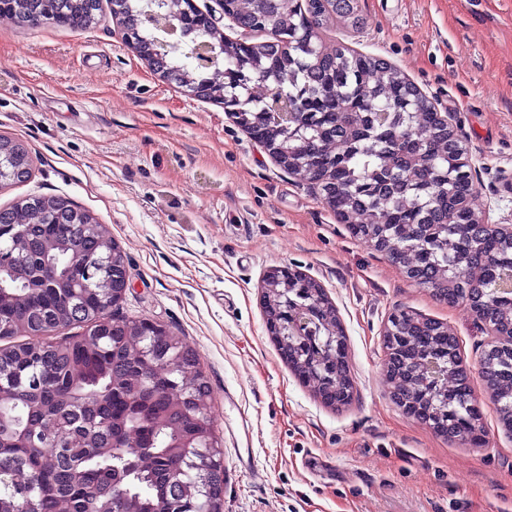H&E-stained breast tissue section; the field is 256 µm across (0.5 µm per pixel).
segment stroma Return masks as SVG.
Wrapping results in <instances>:
<instances>
[{
    "label": "stroma",
    "instance_id": "obj_1",
    "mask_svg": "<svg viewBox=\"0 0 512 512\" xmlns=\"http://www.w3.org/2000/svg\"><path fill=\"white\" fill-rule=\"evenodd\" d=\"M356 6L359 23L333 19L324 46L401 70L466 145L488 222L512 220V0ZM115 27L107 12L83 31L0 17V137L32 164L0 205L60 195L103 225L129 278L109 316L165 324L208 380L224 512H512V432L479 376L490 334L470 307L410 282L222 104L159 78ZM291 265L336 309L348 405L300 382L266 330L263 277ZM398 309L457 336L484 445L448 442L392 401L382 337Z\"/></svg>",
    "mask_w": 512,
    "mask_h": 512
}]
</instances>
